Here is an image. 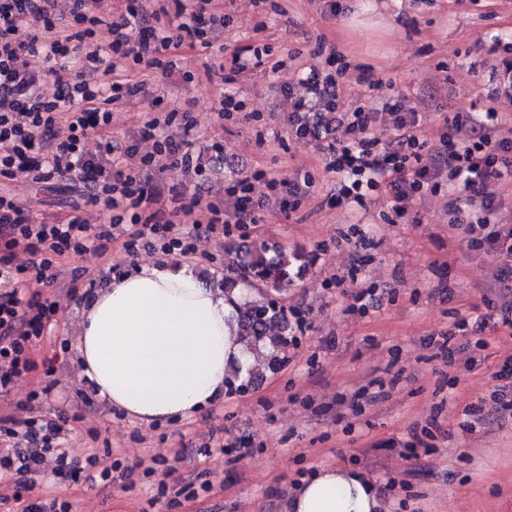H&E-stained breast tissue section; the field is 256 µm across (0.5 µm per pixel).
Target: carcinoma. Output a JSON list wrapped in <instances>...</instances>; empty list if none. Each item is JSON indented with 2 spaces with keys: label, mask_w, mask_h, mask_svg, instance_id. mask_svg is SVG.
I'll return each instance as SVG.
<instances>
[{
  "label": "carcinoma",
  "mask_w": 512,
  "mask_h": 512,
  "mask_svg": "<svg viewBox=\"0 0 512 512\" xmlns=\"http://www.w3.org/2000/svg\"><path fill=\"white\" fill-rule=\"evenodd\" d=\"M238 259L224 268V290L249 289L256 285L278 291L289 285L300 272L301 260L297 254L290 255L265 243L247 244L238 247ZM237 335L252 350L264 348L261 358L248 369L231 370L230 384L247 389L264 374L277 369L283 361L288 347L296 341L295 329L286 310L276 303L245 298L239 304L236 318Z\"/></svg>",
  "instance_id": "obj_1"
}]
</instances>
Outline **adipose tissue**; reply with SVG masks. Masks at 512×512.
Segmentation results:
<instances>
[{
	"instance_id": "obj_1",
	"label": "adipose tissue",
	"mask_w": 512,
	"mask_h": 512,
	"mask_svg": "<svg viewBox=\"0 0 512 512\" xmlns=\"http://www.w3.org/2000/svg\"><path fill=\"white\" fill-rule=\"evenodd\" d=\"M241 291L205 286L185 265L139 267L97 293L77 330L83 373L101 398L143 423L194 415L224 396L250 354L236 334ZM286 512H384L377 486L344 466L303 480Z\"/></svg>"
}]
</instances>
